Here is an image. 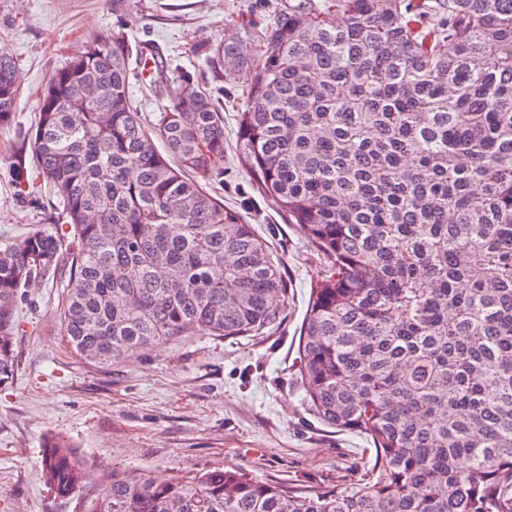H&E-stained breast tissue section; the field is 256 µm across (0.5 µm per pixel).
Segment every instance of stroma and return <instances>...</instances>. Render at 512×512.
Listing matches in <instances>:
<instances>
[{
    "mask_svg": "<svg viewBox=\"0 0 512 512\" xmlns=\"http://www.w3.org/2000/svg\"><path fill=\"white\" fill-rule=\"evenodd\" d=\"M299 5L332 12L336 0H0V44L19 84L14 121L0 128V244L31 225L58 223L62 207L48 186L17 192L12 168L32 161L28 133L53 72L98 32L115 29L163 65L159 88L144 78L139 58L129 60L130 96L147 120L186 79L218 98L222 173L202 184L268 241L286 287L280 319L266 334L176 336L101 366L67 342L65 280L32 284L14 307L22 333L17 371L0 386V512H87L103 474L113 470L172 478L186 469H239L285 486L341 490L373 463L366 438L323 423L305 398L300 333L326 265L238 159L243 86L211 52L224 43L258 56L265 28ZM51 437L75 448L90 474L68 497L44 483L43 443Z\"/></svg>",
    "mask_w": 512,
    "mask_h": 512,
    "instance_id": "35a3bbf8",
    "label": "stroma"
}]
</instances>
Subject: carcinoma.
I'll list each match as a JSON object with an SVG mask.
<instances>
[{"instance_id": "cac0c4a2", "label": "carcinoma", "mask_w": 512, "mask_h": 512, "mask_svg": "<svg viewBox=\"0 0 512 512\" xmlns=\"http://www.w3.org/2000/svg\"><path fill=\"white\" fill-rule=\"evenodd\" d=\"M336 11L289 10L257 60L212 53L246 91L237 154L327 262L301 330L305 396L372 443V468L344 491L114 470L88 512H512V0ZM130 52L99 35L39 99L31 181L53 188L67 229L0 245V386L17 370L13 307L64 261L65 336L96 364L277 322L271 247L193 178L224 160L218 101L186 82L146 125ZM18 93L0 56V127ZM43 478L65 496L89 474L51 438Z\"/></svg>"}]
</instances>
